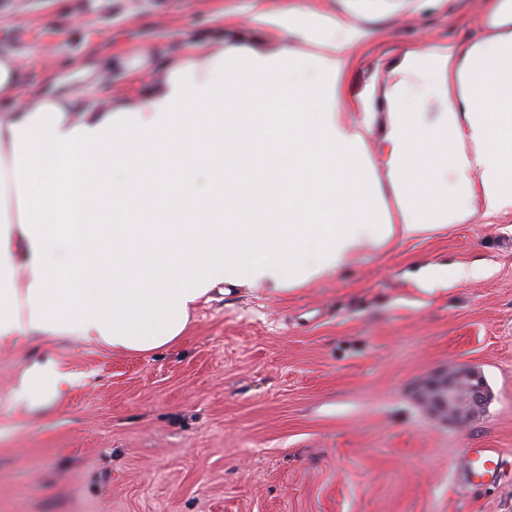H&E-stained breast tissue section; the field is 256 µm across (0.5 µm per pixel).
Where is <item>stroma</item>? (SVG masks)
Masks as SVG:
<instances>
[{
  "instance_id": "1",
  "label": "stroma",
  "mask_w": 512,
  "mask_h": 512,
  "mask_svg": "<svg viewBox=\"0 0 512 512\" xmlns=\"http://www.w3.org/2000/svg\"><path fill=\"white\" fill-rule=\"evenodd\" d=\"M358 18L336 109L388 107L375 82L405 51H467L494 33L483 0H265ZM256 0H0V54L22 94L78 107L140 98L187 44L276 46L247 24ZM483 277L420 287L428 265ZM69 375L49 405L19 406L34 363ZM490 400L452 420L426 397L449 368ZM469 448L501 477L463 481ZM0 512H512V211L366 248L283 292L229 287L183 338L146 354L65 337L0 343Z\"/></svg>"
}]
</instances>
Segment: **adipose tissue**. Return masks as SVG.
<instances>
[{"label": "adipose tissue", "instance_id": "ef3b65f1", "mask_svg": "<svg viewBox=\"0 0 512 512\" xmlns=\"http://www.w3.org/2000/svg\"><path fill=\"white\" fill-rule=\"evenodd\" d=\"M490 13V38L406 51L382 89L391 212L364 161L375 113L346 121L333 98L361 34L350 17L260 8L251 22L278 46H187L146 99L79 109L35 93L0 110V339L150 352L218 285L299 288L365 248L468 223L472 202L511 210L512 0ZM308 60L317 78L295 80ZM435 81L443 110L412 111ZM64 380L34 364L14 399L54 402Z\"/></svg>", "mask_w": 512, "mask_h": 512}]
</instances>
